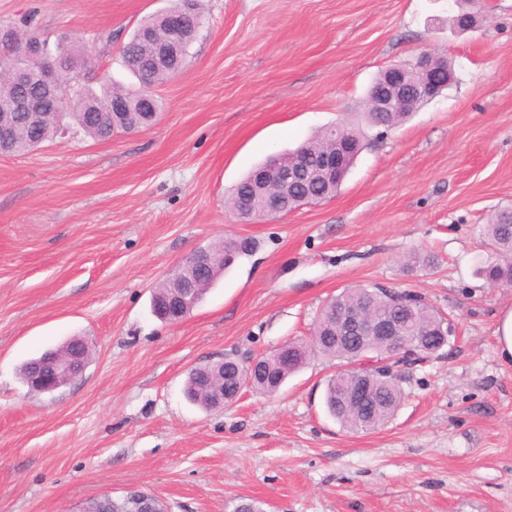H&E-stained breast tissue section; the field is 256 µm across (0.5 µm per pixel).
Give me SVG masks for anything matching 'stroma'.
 Listing matches in <instances>:
<instances>
[{
    "instance_id": "35a3bbf8",
    "label": "stroma",
    "mask_w": 512,
    "mask_h": 512,
    "mask_svg": "<svg viewBox=\"0 0 512 512\" xmlns=\"http://www.w3.org/2000/svg\"><path fill=\"white\" fill-rule=\"evenodd\" d=\"M168 0H0V23L79 39L85 84L137 87L120 50ZM162 110L135 133L70 130L0 154V512H85L135 488L165 512H512V366L495 329L512 285L491 283L484 232L512 209V0H482L458 34L455 0H202ZM429 51L455 81L370 144L332 198L243 223L226 206L255 165L317 130L362 123L383 68ZM254 242L179 324L155 287L194 249ZM435 264L409 267L407 255ZM387 284L453 320L438 355L404 368L377 430L332 418L318 355L279 392L207 411L188 370L308 339L342 289ZM84 339L82 377L29 391L22 364Z\"/></svg>"
}]
</instances>
